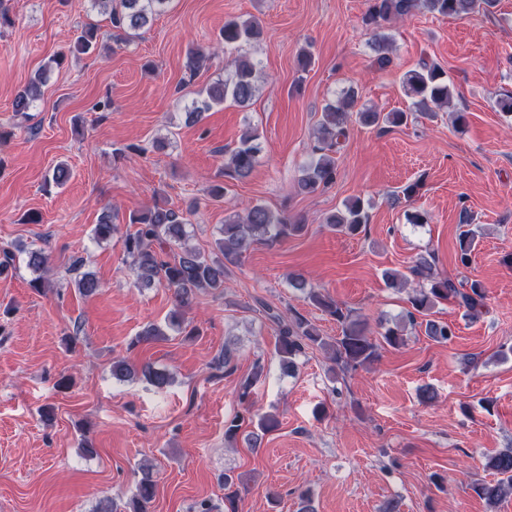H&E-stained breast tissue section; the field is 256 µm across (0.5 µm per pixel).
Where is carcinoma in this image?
<instances>
[{"label": "carcinoma", "mask_w": 512, "mask_h": 512, "mask_svg": "<svg viewBox=\"0 0 512 512\" xmlns=\"http://www.w3.org/2000/svg\"><path fill=\"white\" fill-rule=\"evenodd\" d=\"M172 0H93V4L104 8L112 23L111 38L115 42L129 43L140 36V30L149 26L158 16L165 13ZM496 0H370L367 21L379 28L382 23H389L404 18L416 11H427L442 16H466L491 11ZM262 30L255 18L241 19L230 17L224 20V27L219 33V44L236 50L257 42ZM98 29L89 24L78 36L70 51L87 53L96 44ZM375 52L374 66L385 69L391 63L389 56V38L381 33L375 35L373 42ZM210 51L196 47L189 51L185 68L190 75H195L210 58ZM258 65L255 58L241 54L230 61L231 70L220 79L210 84L203 95L192 102L186 112V120L194 122L202 113L216 105L230 100L244 107L250 103L258 91ZM48 68H43L20 92L13 101V112L17 116L27 117L34 102L41 96V87L46 82ZM402 88L407 97L413 100V106L421 112H435L448 107L453 99V91L445 78L444 72L434 64L421 62L415 69L402 76ZM355 106L354 92L345 93L339 100L329 102L323 107L319 119L317 135L322 143L318 153L304 165L297 180L296 188L301 193H314L321 187L332 184L336 177V159L334 154L340 140L347 136L350 112ZM361 124L366 127L379 128L383 124L402 126L407 123L409 113H382L374 109L358 112ZM261 151L260 135L254 127L248 128L241 135L238 145L231 150L224 163V177L243 180L253 172ZM115 215L110 212L102 214L94 228V239L107 242L117 232ZM129 223L136 229L125 235L123 246L131 259L133 272L139 285L151 287L159 284L172 293L173 308L166 318V327L155 324L144 327L132 341V345L159 341L166 338L165 329H172L187 337L196 335V328L185 324L183 312L189 308L200 291L224 292V276L228 267L238 264L243 255L255 243H282L292 236L304 232L306 225L291 220L284 214L275 213L262 203L247 207L244 213L229 215L219 229L214 240V247L208 254L202 253L188 245L190 232L189 220L180 211L168 206L163 201L129 216ZM324 223L338 233L355 235L368 224V213L359 199L347 201L343 208L327 215ZM475 239L471 228L459 233L458 261L466 266L470 261ZM84 260L76 259L71 271L75 274L74 282L79 293L90 297L100 290V281L90 271L83 270ZM419 277L425 284L413 290L409 298L411 310L407 311L408 324L397 323L385 328L381 337L369 334L366 327L352 318L349 310L336 301L326 297L313 288H306L301 278L292 281V287L307 291L309 302L334 318L341 326V333L327 342L320 335L316 326L302 318L290 320L280 314L266 310L268 318L278 327V346L276 354L282 373L289 376L297 369V358L305 352L306 347L317 345L331 351V360L341 369H355L370 366L378 360L380 350L385 347L397 349L404 344L407 326H416L415 314L427 317L424 332L435 342L448 343L455 336L452 325L431 319L436 305L453 302L464 309L467 316L477 317L486 306V292L477 281L456 282L447 277H440L432 272L431 262L419 258L404 273L391 270L385 274L389 287L403 289L409 283V277ZM264 366L256 364L252 374L241 384L239 399L245 403L250 400L251 387L261 379ZM112 376L120 381L140 376L149 384L163 389L171 384V376L150 363L135 368L124 359L112 362ZM276 419L270 414L257 416V430L251 432V447H259L262 437L275 430ZM484 468L495 479L482 482L474 487L476 494L490 503L512 493V448H505L487 458ZM141 478L136 485L133 497L134 507L131 512H148V504L155 494V481L151 467H139Z\"/></svg>", "instance_id": "obj_1"}]
</instances>
